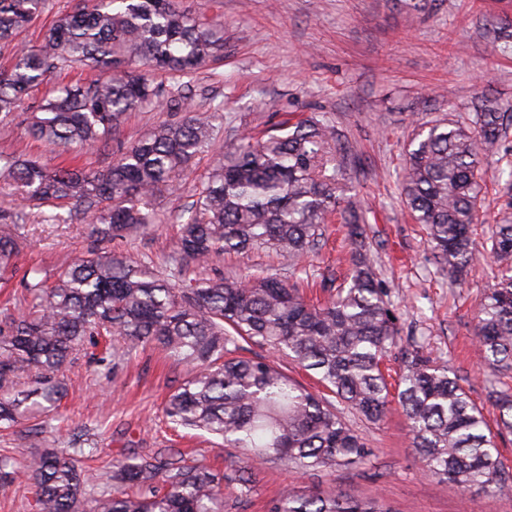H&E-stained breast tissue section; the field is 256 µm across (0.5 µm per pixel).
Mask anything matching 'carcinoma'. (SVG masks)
Here are the masks:
<instances>
[{
	"instance_id": "cac0c4a2",
	"label": "carcinoma",
	"mask_w": 512,
	"mask_h": 512,
	"mask_svg": "<svg viewBox=\"0 0 512 512\" xmlns=\"http://www.w3.org/2000/svg\"><path fill=\"white\" fill-rule=\"evenodd\" d=\"M46 0H0V45L11 48L0 69V120L26 113L31 137L62 152L98 151L116 140L126 116L166 102L185 112L112 152L103 168L51 167L37 158L0 153V177L59 224L65 204L91 218L100 239H125L160 222L152 201L214 146L224 124L219 106L191 109L179 88L156 81L188 76L224 55V25L202 20L178 0H75L56 15L41 42L19 40ZM490 48L512 49V34L492 29ZM74 65L97 77L59 83L30 102V92ZM508 138L503 107L480 98L465 121L450 115L423 123L405 151L400 195L427 231L437 263L455 283L476 258L489 159ZM335 126L316 114L277 133L238 137L216 154L192 215L181 224L170 264L158 269L124 255L76 256L49 283L25 272L26 309L0 310V430L48 416L67 395L58 377L71 356L99 336H115L126 353L159 349L186 367L166 400L169 423L224 441L230 465L222 474L173 449L112 460V492L89 500L80 466L83 450H46L23 471L35 489L31 512H230L248 501L264 464L280 460L306 473L367 464L366 439L336 413L332 401L291 379L275 357H240L247 345L285 354L348 408L376 424L392 401L401 406L425 473L461 490L512 495L497 439L512 433V390L495 391L492 431L483 411L425 347L401 346V328L371 259L363 208L346 195ZM339 216L350 249L342 277L319 275L324 301L312 303L299 274L312 266L327 216ZM26 242L25 215L0 210V275ZM490 255L501 268L473 324L481 365L512 370V224H499ZM272 253L287 275L224 273L212 263L225 253ZM399 350L400 374L390 390L383 360ZM18 471L0 454V485ZM267 512H394L382 496L363 500L334 489L287 491Z\"/></svg>"
}]
</instances>
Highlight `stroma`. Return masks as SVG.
Masks as SVG:
<instances>
[{"label":"stroma","instance_id":"obj_1","mask_svg":"<svg viewBox=\"0 0 512 512\" xmlns=\"http://www.w3.org/2000/svg\"><path fill=\"white\" fill-rule=\"evenodd\" d=\"M196 13L224 24L221 66L202 67L187 85L197 109L219 104L224 125L216 140L224 149L240 134L260 132L310 112L337 128L346 156L350 191L361 199L377 267L389 289L404 341L424 344L459 377L488 424L496 412L495 389H512V370L490 375L479 364L472 333L475 312L498 268L486 253L494 225L502 223L500 184L512 176L491 163L483 222L475 240L480 258L465 284H451L435 262L422 225L401 201L398 177L404 148L417 123L452 112L465 117L477 97L512 106V53L489 47L492 23L512 21L502 0H186ZM39 158L48 165L66 155L34 140L22 118L0 123V151ZM213 161L202 155L179 184L163 188L156 204L166 218L146 233L123 241H98L89 217L71 224H29L30 244L17 257L25 269L56 272L90 250L121 253L163 265L174 249L176 213L187 207L189 187ZM183 365L161 353H132L116 370L76 356L63 372L71 389L56 414L58 432L35 433L31 423L0 432V453L24 465L46 448L66 447L80 431L90 495L105 492L104 473L127 444L139 451L187 450L196 463L225 468L221 439L173 429L163 419L164 399L182 380ZM374 450L370 464L333 473L305 474L278 463L262 467L259 483L239 512H265L271 497L299 486L333 489L354 499L384 496L395 512H512V496L462 492L427 476L410 446L399 405L377 426L350 416Z\"/></svg>","mask_w":512,"mask_h":512}]
</instances>
